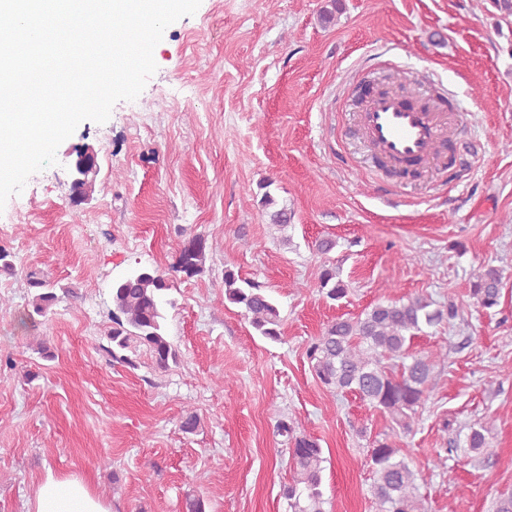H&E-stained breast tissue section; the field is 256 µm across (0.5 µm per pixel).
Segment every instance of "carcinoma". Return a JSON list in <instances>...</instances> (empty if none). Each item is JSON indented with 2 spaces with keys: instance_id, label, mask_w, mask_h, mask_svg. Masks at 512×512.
Masks as SVG:
<instances>
[{
  "instance_id": "1",
  "label": "carcinoma",
  "mask_w": 512,
  "mask_h": 512,
  "mask_svg": "<svg viewBox=\"0 0 512 512\" xmlns=\"http://www.w3.org/2000/svg\"><path fill=\"white\" fill-rule=\"evenodd\" d=\"M76 165L87 166L82 180L71 185L75 199L90 196L97 173L92 155L82 150ZM207 239L201 234L189 237L181 248L180 271L191 278L203 271ZM321 293L337 301L349 293L336 267L326 265L319 276ZM502 273L488 267L476 274L469 288L473 304L491 309L499 304ZM28 287L34 289L29 308L20 315L19 324L36 328L46 324L50 308L57 302L54 285L45 277L30 273ZM170 285L157 268L135 267L112 283V329L108 339L110 354L126 350L119 360L133 367L134 357L143 351L154 364L165 369L177 359L174 343L166 329L165 311L174 306L168 297ZM224 299L240 307L252 327L264 338L278 341L282 320L274 299L264 286L241 277L230 268L224 269ZM458 316L457 309L434 307L427 297L417 296L403 301L376 303L356 318H338L325 327L321 335L306 347L314 373L320 383L338 395L351 393L365 405L391 417L395 425L407 434L419 409L430 400L436 366L447 356L444 348L423 356L411 351L412 340L444 322ZM276 431L285 438L291 481L283 485L281 495L288 501L291 512H325L323 509L322 472L323 450L317 440L296 430L293 423L282 418ZM488 423L470 427L468 448L478 453L486 447ZM370 462L374 473L372 487L376 512H424L417 494V472L410 466L395 441L389 437L372 441Z\"/></svg>"
}]
</instances>
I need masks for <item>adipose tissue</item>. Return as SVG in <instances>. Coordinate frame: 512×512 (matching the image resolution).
Instances as JSON below:
<instances>
[{
    "label": "adipose tissue",
    "mask_w": 512,
    "mask_h": 512,
    "mask_svg": "<svg viewBox=\"0 0 512 512\" xmlns=\"http://www.w3.org/2000/svg\"><path fill=\"white\" fill-rule=\"evenodd\" d=\"M32 512H112V508L82 479L50 473L37 489Z\"/></svg>",
    "instance_id": "adipose-tissue-1"
}]
</instances>
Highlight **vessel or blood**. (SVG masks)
Returning a JSON list of instances; mask_svg holds the SVG:
<instances>
[{"instance_id": "obj_1", "label": "vessel or blood", "mask_w": 512, "mask_h": 512, "mask_svg": "<svg viewBox=\"0 0 512 512\" xmlns=\"http://www.w3.org/2000/svg\"><path fill=\"white\" fill-rule=\"evenodd\" d=\"M363 125L366 134L387 160L404 166L433 154L442 139L433 112L424 102L404 97L371 93L366 102Z\"/></svg>"}]
</instances>
